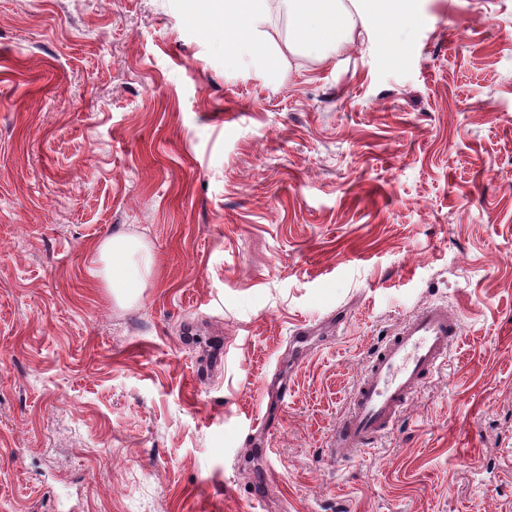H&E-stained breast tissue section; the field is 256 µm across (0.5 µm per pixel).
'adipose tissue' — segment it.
Returning <instances> with one entry per match:
<instances>
[{"instance_id":"obj_1","label":"adipose tissue","mask_w":512,"mask_h":512,"mask_svg":"<svg viewBox=\"0 0 512 512\" xmlns=\"http://www.w3.org/2000/svg\"><path fill=\"white\" fill-rule=\"evenodd\" d=\"M359 0H195L207 18L233 19L226 45L277 71L290 70L298 57L326 61L349 42L362 18ZM287 16L280 28L279 16ZM153 254L144 239L113 234L101 240L94 275L118 304L136 301L150 274Z\"/></svg>"}]
</instances>
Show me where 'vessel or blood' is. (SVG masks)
<instances>
[{
    "label": "vessel or blood",
    "instance_id": "1",
    "mask_svg": "<svg viewBox=\"0 0 512 512\" xmlns=\"http://www.w3.org/2000/svg\"><path fill=\"white\" fill-rule=\"evenodd\" d=\"M462 332L459 311L441 304L406 316L361 374L336 426L332 454L344 459L362 453L393 430L416 389L447 364Z\"/></svg>",
    "mask_w": 512,
    "mask_h": 512
}]
</instances>
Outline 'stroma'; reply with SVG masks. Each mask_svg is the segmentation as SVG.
<instances>
[{"mask_svg": "<svg viewBox=\"0 0 512 512\" xmlns=\"http://www.w3.org/2000/svg\"><path fill=\"white\" fill-rule=\"evenodd\" d=\"M410 6L274 80L191 0H0V512H512V0ZM431 302L447 365L331 459ZM94 276L120 305L135 302L153 264L147 242L126 234H113L101 240L96 251ZM462 332L460 312L447 305H427L406 316L361 374L336 426L331 453L349 458L393 430L416 389L447 364Z\"/></svg>", "mask_w": 512, "mask_h": 512, "instance_id": "1", "label": "stroma"}]
</instances>
